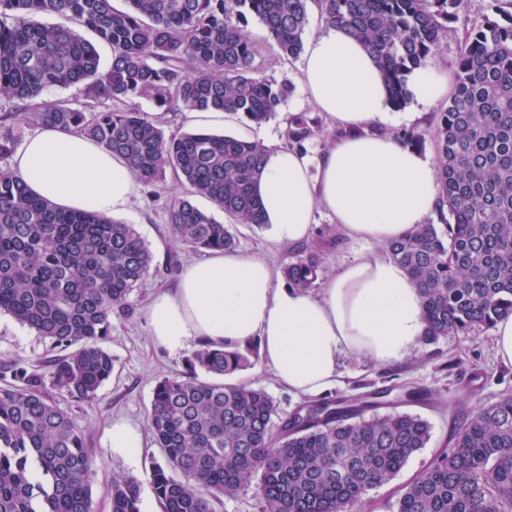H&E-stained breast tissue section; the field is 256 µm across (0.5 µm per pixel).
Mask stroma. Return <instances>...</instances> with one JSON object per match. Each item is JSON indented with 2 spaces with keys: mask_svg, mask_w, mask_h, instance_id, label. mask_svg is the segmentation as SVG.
<instances>
[{
  "mask_svg": "<svg viewBox=\"0 0 512 512\" xmlns=\"http://www.w3.org/2000/svg\"><path fill=\"white\" fill-rule=\"evenodd\" d=\"M244 30L259 50L254 62L255 77L274 83H291L293 92L270 121L257 125L236 113L226 124L218 126V133L232 136L243 133L248 139L281 146L285 143L286 118L303 112L320 125V137L307 148L311 157L320 156L333 142L338 127L310 102L301 83L300 58L283 57L276 42L255 17L247 18ZM447 106L448 98L444 95L428 103L410 100L404 108L393 110L391 128L423 134V154L435 156V122L439 112ZM182 190V185L170 175L157 187L138 186L133 205L122 218L123 223L134 225L148 245L153 254V269L148 280L129 297L132 315L112 320V332L104 342L113 359L111 378L89 404L75 403L57 391L50 394L53 403L82 429L97 464L98 472L92 483L94 512H111V481L127 475L142 479L141 512H161L158 499L146 480L152 465L164 460V451L155 444L148 428L155 384L164 377L190 374L203 381L208 378L204 370L195 371L190 367V359L194 350L200 348V341H193L190 348L183 351L170 352L155 343L147 320V309L153 297L161 291H173L184 266L198 258L191 248L175 240L166 221L167 201ZM233 232L238 239V251L278 264L288 261L291 246L275 241L269 229L237 224ZM339 232L329 213L317 211L311 236L325 245V276L312 288V295H322L327 276L333 275L340 263L351 261L358 250L357 245L339 240ZM251 348L250 364L235 374V381L263 388L275 401L280 417H288L303 404V397L292 394L277 382L261 356L259 342H252ZM53 355L50 343L34 330L8 315H0V364L22 360L37 367ZM339 370L338 382L325 392V399L354 398L386 389L390 400L395 401L411 387L428 389L436 398L430 406L412 404L408 407L409 412L420 414L431 425V438L426 448L415 452L389 484L367 492L354 512H397L402 488L439 454L447 451L454 426L478 405L512 392V365L497 360L492 335L488 332L418 346L411 356L393 365L345 356L340 360ZM115 421L126 422L139 431L142 446L135 456L112 448L107 430Z\"/></svg>",
  "mask_w": 512,
  "mask_h": 512,
  "instance_id": "obj_1",
  "label": "stroma"
}]
</instances>
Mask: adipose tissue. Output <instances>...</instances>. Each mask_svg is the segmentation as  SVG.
Masks as SVG:
<instances>
[{"mask_svg": "<svg viewBox=\"0 0 512 512\" xmlns=\"http://www.w3.org/2000/svg\"><path fill=\"white\" fill-rule=\"evenodd\" d=\"M311 101L349 137L317 158L269 147L256 186L262 222L292 245L307 240L316 210L330 212L358 256L342 265L320 296L282 286L274 263L214 251L184 267L175 294L148 308L151 332L170 351L200 338L231 349L259 339L276 380L297 395L332 388L342 356L389 365L419 345L422 300L406 272L378 248L424 223L438 200L437 166L392 136L364 134L391 120L379 73L362 45L330 27L302 57ZM36 195L58 207L107 217L125 214L137 182L127 161L72 130L40 126L11 160Z\"/></svg>", "mask_w": 512, "mask_h": 512, "instance_id": "ef3b65f1", "label": "adipose tissue"}]
</instances>
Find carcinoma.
I'll use <instances>...</instances> for the list:
<instances>
[{"label":"carcinoma","mask_w":512,"mask_h":512,"mask_svg":"<svg viewBox=\"0 0 512 512\" xmlns=\"http://www.w3.org/2000/svg\"><path fill=\"white\" fill-rule=\"evenodd\" d=\"M0 0V158L15 149L14 126L74 129L123 156L147 187L172 172L187 187L166 207L167 223L200 253L232 250L231 226L201 210L209 199L238 224L261 228L253 187L266 146L205 132L166 133L135 100L165 110L234 112L261 124L292 87L254 77L258 49L244 33L257 18L283 55L303 51L311 6L323 22L360 40L390 104L410 100L407 75L435 55L462 0ZM37 16H56L43 24ZM112 49L100 70L95 44ZM455 84L434 129L439 214L385 245L423 302L421 343L490 330L512 315V12L464 29ZM75 86L91 104L41 105L44 89ZM318 134L303 113L284 138L302 150ZM323 245L313 241L282 266L288 286L314 287ZM153 264L130 224L57 209L0 170V313L48 340L45 371L14 360L0 366V512H92L97 465L72 418L46 386L90 403L112 376L103 341L112 316ZM238 350L202 345L191 365L224 377L247 367ZM362 395L304 404L286 420L263 389L196 377L154 388L149 425L164 461L149 480L163 512H213L222 497L254 494L260 512H349L392 481L431 426L422 416ZM207 494H202L200 489ZM141 480L112 479L111 512H140ZM397 512H512V393L455 426L448 452L408 483Z\"/></svg>","instance_id":"cac0c4a2"}]
</instances>
